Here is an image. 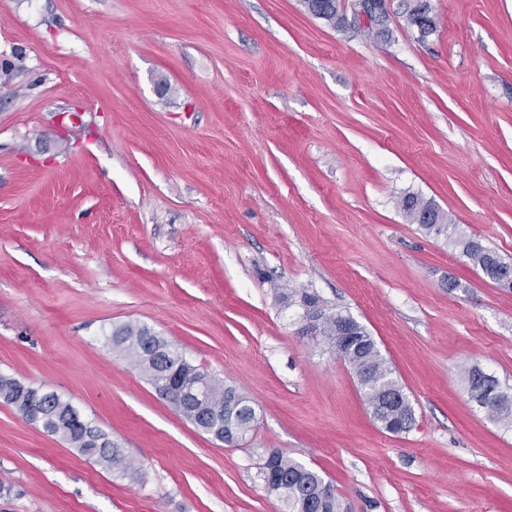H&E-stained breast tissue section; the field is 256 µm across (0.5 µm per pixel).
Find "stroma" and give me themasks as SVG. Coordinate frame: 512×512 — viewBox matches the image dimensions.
<instances>
[{"instance_id": "obj_1", "label": "stroma", "mask_w": 512, "mask_h": 512, "mask_svg": "<svg viewBox=\"0 0 512 512\" xmlns=\"http://www.w3.org/2000/svg\"><path fill=\"white\" fill-rule=\"evenodd\" d=\"M302 0H0V373L58 394L120 477L0 402V512H286L267 449L351 512H512V291L398 206L411 191L512 262V0H432L427 39ZM361 323L416 426L375 423L299 306ZM144 325L252 403L227 447L105 342ZM302 2L314 15L334 28L344 21L343 15L340 14L338 0H303ZM488 374L479 367H472L467 372V383L472 400L486 410L488 417L506 428L512 427V392L490 374V382L482 379Z\"/></svg>"}]
</instances>
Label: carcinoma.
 <instances>
[{
	"mask_svg": "<svg viewBox=\"0 0 512 512\" xmlns=\"http://www.w3.org/2000/svg\"><path fill=\"white\" fill-rule=\"evenodd\" d=\"M303 4L330 26L343 23L338 0H303ZM407 24H413L431 8L430 0H401ZM398 206L405 217L420 225L433 237H452L455 224L432 201L408 192L400 197ZM433 212L436 223L425 224L423 213ZM461 253L483 275L499 288L512 290V263L476 238L458 239ZM312 302L317 307L315 329L318 336L336 352V356L355 371L372 418L388 433L411 431L416 425L415 411L402 386L393 377L392 369L382 356L367 329L348 314L336 311L318 295L304 292L299 303ZM349 321L355 330L350 343H345L341 323ZM112 351L131 360L148 377L156 391L175 388L183 393L176 410L197 428L229 426L235 442L240 444L252 430L256 412L246 396L236 388L224 385L207 371L192 364L178 349L172 347L145 325L127 323L112 329L108 337ZM485 371L474 366L467 372L472 400L486 410L488 417L507 428L512 427V389L504 387L496 377L485 382ZM0 400L13 404L22 400L39 414L29 420L51 435H59L84 456L102 466L118 471L130 480L137 471L127 461L121 448L108 440L105 433L87 422L72 426L67 417L74 411L71 403L56 394L0 374ZM261 477L266 489L278 495L288 512H348L336 497L331 485L315 470L289 458L283 452L268 463L261 464Z\"/></svg>",
	"mask_w": 512,
	"mask_h": 512,
	"instance_id": "carcinoma-1",
	"label": "carcinoma"
}]
</instances>
